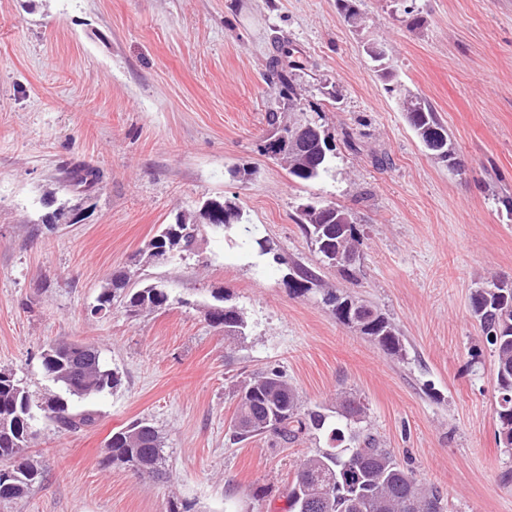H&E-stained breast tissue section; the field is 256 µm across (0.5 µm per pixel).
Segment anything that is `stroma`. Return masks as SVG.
<instances>
[{"label":"stroma","mask_w":512,"mask_h":512,"mask_svg":"<svg viewBox=\"0 0 512 512\" xmlns=\"http://www.w3.org/2000/svg\"><path fill=\"white\" fill-rule=\"evenodd\" d=\"M416 5L423 25L412 31L395 0H362L357 33L336 0H0V367L39 392L43 347L79 341L121 379L94 402L93 426L35 420L29 452L46 479L0 512H167L173 499L193 512H281L297 467L329 439L230 440L237 385L273 366L307 407L357 393L372 433L441 489L446 512H512L493 358L470 307L475 288L512 279V211L501 203L512 195V0ZM278 36L332 137V172L316 182L293 180L261 150L266 112L283 109L268 81ZM368 39L386 42L392 81L434 107L464 174L419 145L392 81L363 51ZM78 165L100 174L90 209L48 229L45 193L77 199L67 173ZM235 166L249 179L231 180ZM208 198L234 202L325 286L378 306L400 328L403 355L209 227L172 261H138L159 225ZM314 198L351 208L360 224L356 280L320 266L299 227L298 205ZM124 269L163 283L168 306L91 316ZM220 292L245 335L225 338L205 320ZM141 418L165 437L167 480L102 464L112 430Z\"/></svg>","instance_id":"obj_1"}]
</instances>
